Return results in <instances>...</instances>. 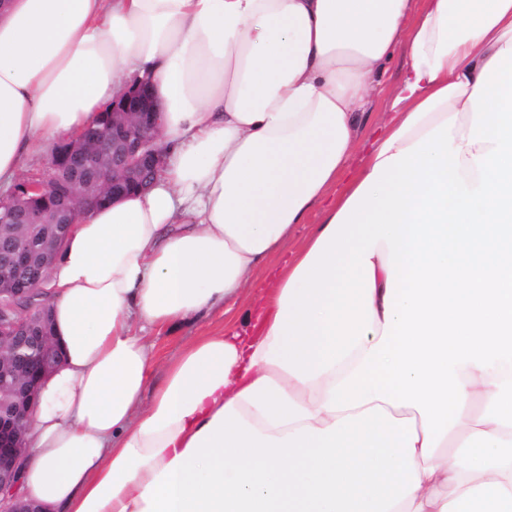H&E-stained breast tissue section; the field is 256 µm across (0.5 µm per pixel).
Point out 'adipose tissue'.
I'll list each match as a JSON object with an SVG mask.
<instances>
[{"instance_id": "obj_1", "label": "adipose tissue", "mask_w": 512, "mask_h": 512, "mask_svg": "<svg viewBox=\"0 0 512 512\" xmlns=\"http://www.w3.org/2000/svg\"><path fill=\"white\" fill-rule=\"evenodd\" d=\"M413 5L0 0V187L143 79L166 157L147 191L83 212L47 274L62 357L23 434L27 500L512 512V0ZM398 51L397 121L255 333L197 337L151 385L135 323L238 297L337 188Z\"/></svg>"}]
</instances>
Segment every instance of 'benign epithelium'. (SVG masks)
I'll use <instances>...</instances> for the list:
<instances>
[{
	"instance_id": "7a95c632",
	"label": "benign epithelium",
	"mask_w": 512,
	"mask_h": 512,
	"mask_svg": "<svg viewBox=\"0 0 512 512\" xmlns=\"http://www.w3.org/2000/svg\"><path fill=\"white\" fill-rule=\"evenodd\" d=\"M160 111L149 86L130 88L112 103L104 121L112 128V140L98 137L91 127L63 140L51 162V171L34 175L0 198V223L16 220L37 231L52 222L62 225L60 234L36 248L29 239L14 240L9 260L0 264V390L13 396L9 413H0V512H39L18 496L22 429L38 405L41 380L60 363V351L50 336H32L41 324L34 313L46 311V302L36 303L38 288H20L9 283L12 268L37 265L46 270L62 248L68 228L96 203L114 200L150 185L165 157L157 128ZM55 193L53 209L37 201Z\"/></svg>"
}]
</instances>
